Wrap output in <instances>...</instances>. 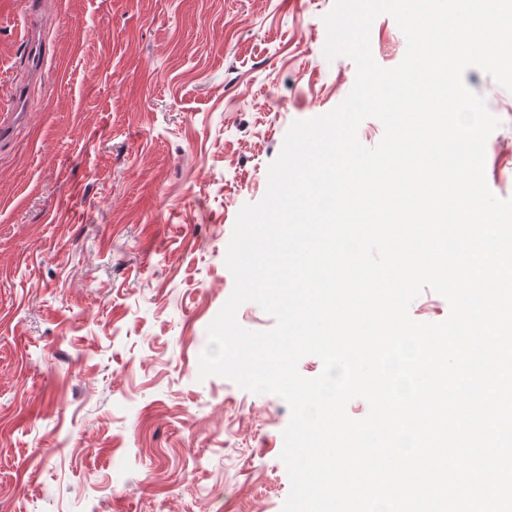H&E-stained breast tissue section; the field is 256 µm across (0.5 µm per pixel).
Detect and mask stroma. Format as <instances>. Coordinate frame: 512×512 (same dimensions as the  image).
<instances>
[{
	"mask_svg": "<svg viewBox=\"0 0 512 512\" xmlns=\"http://www.w3.org/2000/svg\"><path fill=\"white\" fill-rule=\"evenodd\" d=\"M0 0V512H283L286 402L198 376L230 297L239 210L293 122L356 66L327 60L336 0ZM397 65L396 21L370 28ZM464 81L501 121L491 191L512 198V91Z\"/></svg>",
	"mask_w": 512,
	"mask_h": 512,
	"instance_id": "1",
	"label": "stroma"
}]
</instances>
